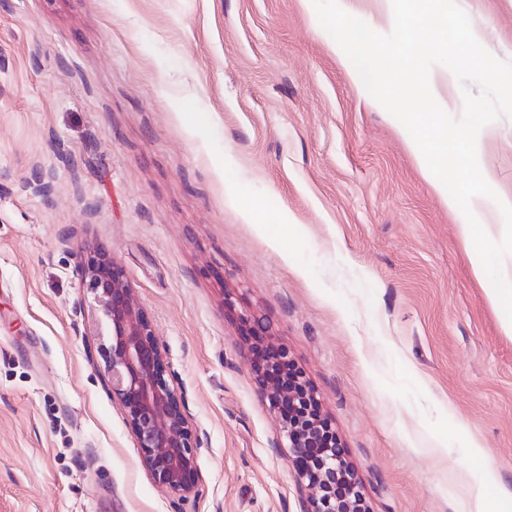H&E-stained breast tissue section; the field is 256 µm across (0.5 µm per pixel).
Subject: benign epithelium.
Returning <instances> with one entry per match:
<instances>
[{
	"mask_svg": "<svg viewBox=\"0 0 512 512\" xmlns=\"http://www.w3.org/2000/svg\"><path fill=\"white\" fill-rule=\"evenodd\" d=\"M100 318L92 335L101 338L106 387L123 411L141 462L154 482L185 501L196 492L201 440L187 414L185 396L170 370L169 354L112 255L96 249L78 265ZM241 332L251 338L250 363L270 408L280 417L282 435L306 482L302 512H370L357 475L340 445L320 458L326 417L310 413L317 400L303 377L290 371L286 350L266 340L267 327L243 314Z\"/></svg>",
	"mask_w": 512,
	"mask_h": 512,
	"instance_id": "obj_1",
	"label": "benign epithelium"
}]
</instances>
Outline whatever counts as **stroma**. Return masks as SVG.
<instances>
[{
  "label": "stroma",
  "instance_id": "35a3bbf8",
  "mask_svg": "<svg viewBox=\"0 0 512 512\" xmlns=\"http://www.w3.org/2000/svg\"><path fill=\"white\" fill-rule=\"evenodd\" d=\"M457 3L512 61V0ZM354 72L305 0H0V512H300L244 313L316 389L372 512H460L473 439L512 494V335ZM478 162L512 195V117ZM96 247L201 437L187 502L103 384L77 273Z\"/></svg>",
  "mask_w": 512,
  "mask_h": 512
}]
</instances>
